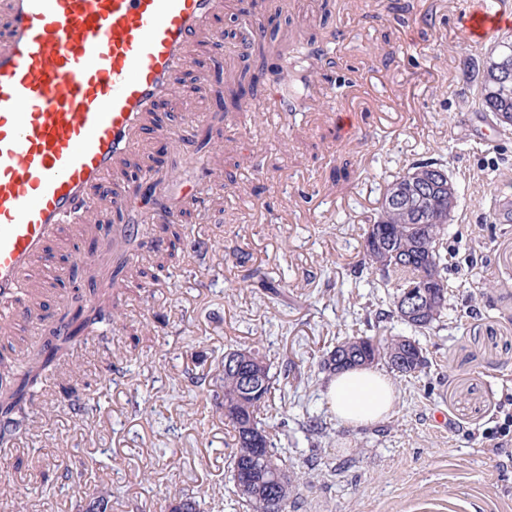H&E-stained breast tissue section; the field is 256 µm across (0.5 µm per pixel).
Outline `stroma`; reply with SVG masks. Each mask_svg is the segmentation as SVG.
I'll return each mask as SVG.
<instances>
[{
    "label": "stroma",
    "mask_w": 512,
    "mask_h": 512,
    "mask_svg": "<svg viewBox=\"0 0 512 512\" xmlns=\"http://www.w3.org/2000/svg\"><path fill=\"white\" fill-rule=\"evenodd\" d=\"M223 2L188 48L186 91L147 113L140 150L91 191L131 186L137 205L61 225L53 262L28 275L26 318L0 321V353L29 364L51 321L77 310L79 289L126 255L118 320L44 373L0 452V512H77L92 490L107 512H159L185 495L201 512H239L224 354L254 345L288 395L275 442L308 479L296 512H512V467L490 435L512 395V133L463 78L494 41H462L470 0H334L327 14L322 0ZM235 19L277 31L267 62L235 39L214 50ZM284 88L298 95L286 112L268 101ZM336 113L349 114L353 137ZM420 160L441 163L458 191L443 241L448 314L419 338L427 367L394 377L393 414L357 428L329 409L318 364L388 307L381 281L357 284L350 271L385 185ZM165 224L182 232L171 258L151 245ZM256 268L277 292L249 281ZM290 360L300 378H284ZM188 371L205 385L187 390ZM69 387L82 416L67 406ZM310 415L328 426L315 446L301 429ZM65 453L82 478L44 480Z\"/></svg>",
    "instance_id": "stroma-1"
}]
</instances>
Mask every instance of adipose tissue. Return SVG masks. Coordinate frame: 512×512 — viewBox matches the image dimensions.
Returning <instances> with one entry per match:
<instances>
[{
    "mask_svg": "<svg viewBox=\"0 0 512 512\" xmlns=\"http://www.w3.org/2000/svg\"><path fill=\"white\" fill-rule=\"evenodd\" d=\"M326 398L340 421L370 427L394 410L397 392L382 371L358 367L333 375L326 385Z\"/></svg>",
    "mask_w": 512,
    "mask_h": 512,
    "instance_id": "ef3b65f1",
    "label": "adipose tissue"
}]
</instances>
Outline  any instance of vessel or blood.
<instances>
[{
  "label": "vessel or blood",
  "mask_w": 512,
  "mask_h": 512,
  "mask_svg": "<svg viewBox=\"0 0 512 512\" xmlns=\"http://www.w3.org/2000/svg\"><path fill=\"white\" fill-rule=\"evenodd\" d=\"M219 0H8L0 33V300L22 288L59 225L134 149L143 119L175 91L184 53ZM479 0L475 42L504 22Z\"/></svg>",
  "instance_id": "1"
}]
</instances>
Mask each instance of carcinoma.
<instances>
[{"instance_id": "1", "label": "carcinoma", "mask_w": 512, "mask_h": 512, "mask_svg": "<svg viewBox=\"0 0 512 512\" xmlns=\"http://www.w3.org/2000/svg\"><path fill=\"white\" fill-rule=\"evenodd\" d=\"M491 75L488 65L479 81L482 107L487 111L512 113V83L490 90ZM427 167L438 168L440 164L434 161L415 163L406 175L387 183L383 197L398 198L400 202L379 208L383 222L367 225L363 256L357 265L360 274L387 270L385 281L394 283L398 295L413 281H436V287L428 289L430 300L425 310L412 321L404 320L393 305L375 313L378 324L397 322L421 334L433 330L448 309L447 279L443 276L448 266L441 251L448 224V189L424 191L416 196L408 193L407 176ZM119 275V270H113L107 287L90 289V294L96 296L93 305L80 307L65 324L51 330L46 339L48 356L13 379L12 386L0 393V421L16 424L33 405V389L42 373L56 359L68 354L72 345L83 340L85 332L112 320V291L124 286ZM374 363H383L391 372L407 377L421 372L427 365V358L420 342L402 332L346 336L336 341L319 367L323 372L334 374ZM271 395V377H266L261 395L253 399L244 390L242 372L224 369V418L231 424L235 438V448L230 455L231 471L236 480L251 482L252 492L239 502L248 512H275L273 500L279 497L282 488L262 480V474L276 470L288 481L282 512L295 509L293 489L303 481L302 472L289 468L288 458L275 448L272 426L265 418Z\"/></svg>"}]
</instances>
